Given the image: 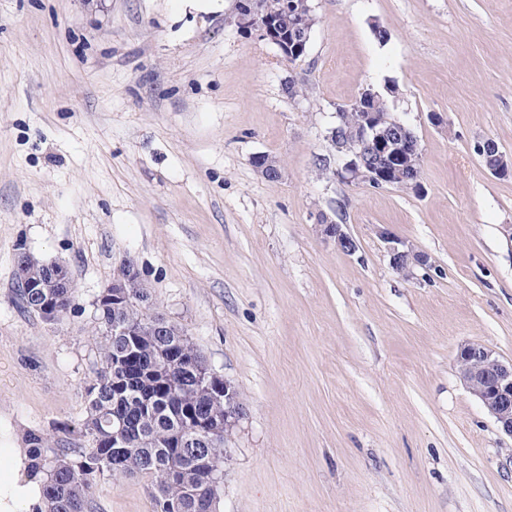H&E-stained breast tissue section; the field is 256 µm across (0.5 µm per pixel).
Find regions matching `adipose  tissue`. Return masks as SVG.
Returning <instances> with one entry per match:
<instances>
[{"label":"adipose tissue","mask_w":512,"mask_h":512,"mask_svg":"<svg viewBox=\"0 0 512 512\" xmlns=\"http://www.w3.org/2000/svg\"><path fill=\"white\" fill-rule=\"evenodd\" d=\"M41 498L39 482L28 474L24 450L0 448V512H27Z\"/></svg>","instance_id":"ef3b65f1"}]
</instances>
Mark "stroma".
Here are the masks:
<instances>
[{
  "instance_id": "1",
  "label": "stroma",
  "mask_w": 512,
  "mask_h": 512,
  "mask_svg": "<svg viewBox=\"0 0 512 512\" xmlns=\"http://www.w3.org/2000/svg\"><path fill=\"white\" fill-rule=\"evenodd\" d=\"M313 6L291 62L236 0H0V448L71 441L93 303L129 262L244 399L219 512H512V437L455 367L468 343L512 359V175L475 150L512 160V0ZM366 89L417 135L422 192L325 174ZM384 230L428 267L394 271ZM22 252L68 267L63 319L15 303ZM95 501L153 509L138 478L101 476ZM314 223L322 237L333 241L336 247L343 252L353 254L357 250V243L353 237L343 230L342 224H337L333 215L319 210L314 215Z\"/></svg>"
}]
</instances>
